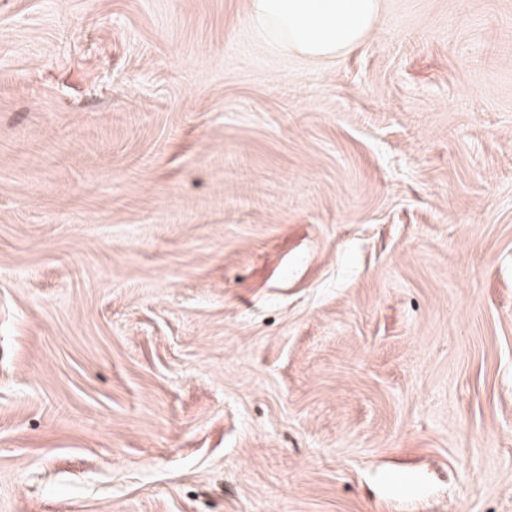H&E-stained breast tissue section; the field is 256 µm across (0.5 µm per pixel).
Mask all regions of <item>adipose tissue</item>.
<instances>
[{"instance_id": "1", "label": "adipose tissue", "mask_w": 512, "mask_h": 512, "mask_svg": "<svg viewBox=\"0 0 512 512\" xmlns=\"http://www.w3.org/2000/svg\"><path fill=\"white\" fill-rule=\"evenodd\" d=\"M250 24L261 40L286 52L331 59L357 47L375 28L381 0H248Z\"/></svg>"}]
</instances>
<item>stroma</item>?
<instances>
[{
	"label": "stroma",
	"mask_w": 512,
	"mask_h": 512,
	"mask_svg": "<svg viewBox=\"0 0 512 512\" xmlns=\"http://www.w3.org/2000/svg\"><path fill=\"white\" fill-rule=\"evenodd\" d=\"M247 5L0 0V512H512V0ZM254 35L286 52L331 59L357 47L375 28L381 0H249Z\"/></svg>",
	"instance_id": "35a3bbf8"
}]
</instances>
